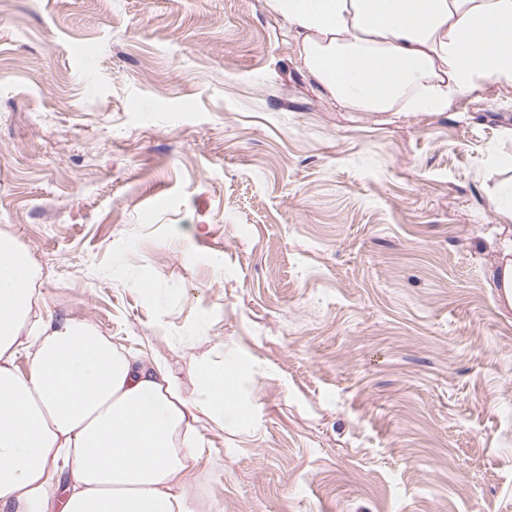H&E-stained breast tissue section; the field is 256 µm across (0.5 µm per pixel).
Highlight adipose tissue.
I'll return each mask as SVG.
<instances>
[{
    "label": "adipose tissue",
    "instance_id": "ef3b65f1",
    "mask_svg": "<svg viewBox=\"0 0 512 512\" xmlns=\"http://www.w3.org/2000/svg\"><path fill=\"white\" fill-rule=\"evenodd\" d=\"M306 70L354 112H440L512 87V0H270ZM36 270L0 235V512H216L194 491L205 423L252 425L242 363L202 365L185 397L164 357L86 319L32 317ZM29 361L20 371L19 356Z\"/></svg>",
    "mask_w": 512,
    "mask_h": 512
}]
</instances>
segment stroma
Listing matches in <instances>:
<instances>
[{
	"label": "stroma",
	"mask_w": 512,
	"mask_h": 512,
	"mask_svg": "<svg viewBox=\"0 0 512 512\" xmlns=\"http://www.w3.org/2000/svg\"><path fill=\"white\" fill-rule=\"evenodd\" d=\"M512 88L349 112L268 0H0V234L36 315L245 363L221 512H512ZM155 284L144 296L137 281ZM493 288H499V298L512 308V240L502 245L500 255L490 272Z\"/></svg>",
	"instance_id": "35a3bbf8"
}]
</instances>
